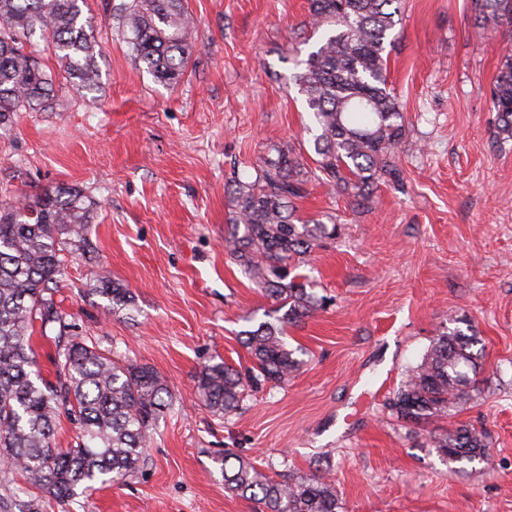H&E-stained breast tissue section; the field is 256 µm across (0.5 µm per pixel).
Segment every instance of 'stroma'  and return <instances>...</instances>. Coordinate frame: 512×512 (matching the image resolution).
Listing matches in <instances>:
<instances>
[{
    "instance_id": "stroma-1",
    "label": "stroma",
    "mask_w": 512,
    "mask_h": 512,
    "mask_svg": "<svg viewBox=\"0 0 512 512\" xmlns=\"http://www.w3.org/2000/svg\"><path fill=\"white\" fill-rule=\"evenodd\" d=\"M109 1L121 2L83 8L101 48L95 98L39 53L54 99L0 129V201L58 184L88 196L92 251L69 263L56 300L76 340L165 376L171 404L124 484L66 503L39 493L41 512H255L224 491L227 450L280 481L330 470L343 512H512V140L496 139L490 96L512 29L477 35L472 0H402L385 51L405 120L400 178L359 208L308 183L297 217L337 226L303 268L327 304L288 330L295 376L224 416L198 375L248 367L240 333L273 306L224 253L227 188L280 143L315 165L292 78L314 45L308 0H185L192 53L174 85L135 65ZM103 269L132 289L129 309L95 294ZM454 316L483 346L474 388L419 424L398 420L388 397ZM462 424L487 433V461L435 452Z\"/></svg>"
}]
</instances>
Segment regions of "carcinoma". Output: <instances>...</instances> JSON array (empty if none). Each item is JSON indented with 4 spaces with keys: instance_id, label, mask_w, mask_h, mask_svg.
Returning <instances> with one entry per match:
<instances>
[{
    "instance_id": "carcinoma-1",
    "label": "carcinoma",
    "mask_w": 512,
    "mask_h": 512,
    "mask_svg": "<svg viewBox=\"0 0 512 512\" xmlns=\"http://www.w3.org/2000/svg\"><path fill=\"white\" fill-rule=\"evenodd\" d=\"M85 0H0V128L14 116L50 100L52 76L27 48L37 36L52 52L79 93L100 84L94 21L83 15ZM483 32L512 24V0H474ZM319 39L293 74L311 116L315 168L300 163L291 144L273 147L276 158L255 174L236 177L229 191L234 215L224 235L225 251L264 288L278 307L269 320L242 333L252 366L247 374L223 362L198 375L205 405L216 414L239 409L245 387L288 381L301 366L288 348L285 327L324 308L299 272L306 257L336 225L295 222L292 203L315 181L364 206L379 179L399 176L396 151L405 135L401 105L388 89L386 44L397 24L400 0H309ZM135 60L156 79L175 84L191 50L192 18L184 0H122L108 13ZM497 137L512 138V54L494 83ZM93 203L81 189L58 185L33 202L0 206V477L18 472L30 489L65 503L77 488L122 483L146 461L159 417L169 406L166 379L146 365L122 363L69 334L55 294L68 263L89 250ZM98 292L112 311L129 308L133 296L105 274ZM459 318L435 338L422 361L407 375L388 407L406 423L418 424L462 399L477 374L480 343ZM55 331L56 381L35 370L32 337ZM78 425L75 445L59 448L61 416ZM452 462L487 459L486 436L467 426L445 431L434 441ZM224 492L251 500L259 512H341L336 487L326 473L301 481H275L234 452L221 458Z\"/></svg>"
}]
</instances>
